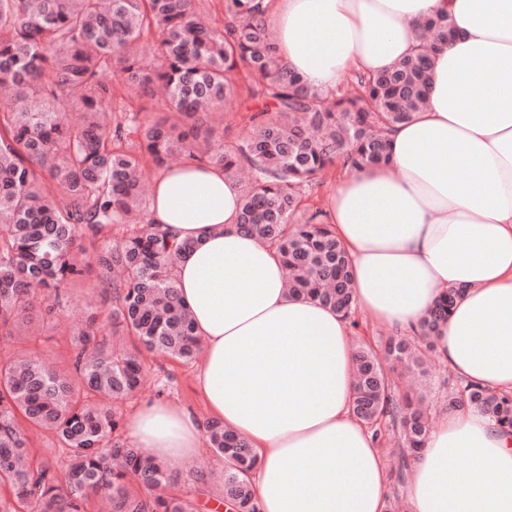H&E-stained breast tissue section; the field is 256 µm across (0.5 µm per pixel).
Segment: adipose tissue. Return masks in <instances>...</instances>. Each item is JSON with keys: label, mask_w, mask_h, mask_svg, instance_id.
<instances>
[{"label": "adipose tissue", "mask_w": 512, "mask_h": 512, "mask_svg": "<svg viewBox=\"0 0 512 512\" xmlns=\"http://www.w3.org/2000/svg\"><path fill=\"white\" fill-rule=\"evenodd\" d=\"M268 15L284 61L322 89L409 56L427 18L453 20L426 106L393 128L389 165L345 172L329 222L360 311L408 332L462 289L435 355L463 382L512 393V0H272ZM239 212L218 169L169 168L155 183L150 219L192 244L175 287L201 340L200 390L252 443L262 512H386L383 453L350 411L349 322L290 298L281 260L239 229ZM127 431L163 460L204 446L173 402L144 404ZM408 497L412 512H512V434L472 407L444 414Z\"/></svg>", "instance_id": "ef3b65f1"}]
</instances>
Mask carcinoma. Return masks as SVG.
Segmentation results:
<instances>
[{
  "label": "carcinoma",
  "instance_id": "cac0c4a2",
  "mask_svg": "<svg viewBox=\"0 0 512 512\" xmlns=\"http://www.w3.org/2000/svg\"><path fill=\"white\" fill-rule=\"evenodd\" d=\"M202 0H0V337L25 334L37 297L60 300L92 268L105 278L101 308L74 337L65 369L38 358L0 365V512H197L200 489L172 493L167 463L125 437L124 403L145 379L142 350L192 361L200 340L174 287L187 245L148 219L142 168L199 163L240 180L239 227L278 252L288 293L351 320L349 259L320 208L304 204L336 164L390 160L388 132L422 109L432 51L455 33L429 18L411 55L351 87L310 85L280 58L267 0H218L227 22L207 21ZM158 45L160 63L141 47ZM118 77L107 82L104 75ZM80 92L69 115L65 90ZM245 113L247 134L224 144V112ZM460 290L442 293L412 338L356 344L351 411L377 442L403 445L392 470L404 483L405 452L425 449L421 400L398 392L396 370L423 375L433 336ZM480 409L512 431V394L459 380L448 408ZM49 431L66 454L31 458L28 428ZM209 447L224 458V502L260 512L242 478L256 461L249 441L213 417Z\"/></svg>",
  "mask_w": 512,
  "mask_h": 512
}]
</instances>
